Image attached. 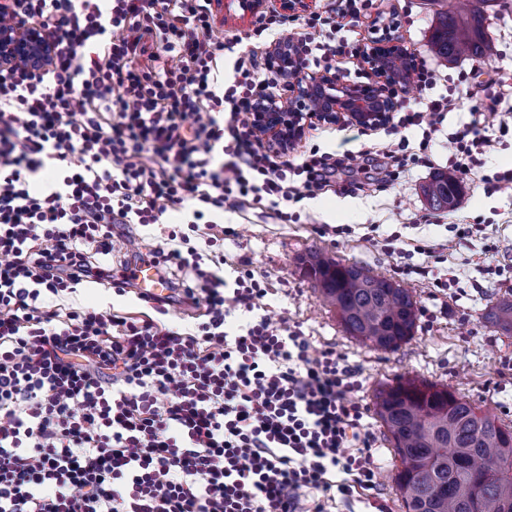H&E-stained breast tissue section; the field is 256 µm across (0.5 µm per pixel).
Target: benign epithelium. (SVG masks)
<instances>
[{
  "label": "benign epithelium",
  "mask_w": 512,
  "mask_h": 512,
  "mask_svg": "<svg viewBox=\"0 0 512 512\" xmlns=\"http://www.w3.org/2000/svg\"><path fill=\"white\" fill-rule=\"evenodd\" d=\"M406 55L395 39L388 37L364 58L371 82L339 84L327 73L299 75L295 43L273 45L268 64L289 81L288 98L278 104H258L256 125L265 141L280 152L296 147L311 122L333 123L344 118L367 128L384 125L395 108L392 87L404 77L393 69V59ZM54 64V42L37 24L0 25V70L21 69L42 74Z\"/></svg>",
  "instance_id": "1"
}]
</instances>
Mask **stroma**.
Here are the masks:
<instances>
[{
	"instance_id": "obj_1",
	"label": "stroma",
	"mask_w": 512,
	"mask_h": 512,
	"mask_svg": "<svg viewBox=\"0 0 512 512\" xmlns=\"http://www.w3.org/2000/svg\"><path fill=\"white\" fill-rule=\"evenodd\" d=\"M447 5L448 0H372L365 16L346 27L343 36L363 49L374 48L382 32L373 21L382 19L393 25L408 55L433 68L437 61L429 37L437 13ZM214 14L218 31L249 40L257 59L265 58L269 42L252 37L258 18L242 17L224 2L215 6ZM486 36L493 52L487 67L471 82L475 91L497 73L512 74V0H498ZM470 120L467 108L449 112L423 157L418 154L422 129L406 130L409 150L417 159L404 172H394L383 159L374 158L371 178L362 191L347 194L348 176L337 175L315 197L289 205L292 220H281L265 201L248 198L226 205L222 222L231 232L214 252L224 259L226 280L250 272L263 282L268 293L261 312L274 326L300 331L313 348L336 349L357 368V396L364 404H371L380 384L417 375L456 388L477 405L490 406L503 424L512 427V336L502 335L481 318L490 300L512 290V189L488 196L471 181H463L460 202L444 212L440 223L422 221L429 207L421 186L433 173L447 170L453 153L450 135ZM394 139L387 125L353 137L351 123L345 120L306 129L298 149L334 153L346 147L363 152ZM192 219V209L186 206L168 209L156 224L117 226L113 264L134 262L126 246L129 239H136L149 254L165 247L174 225L185 227ZM455 224H480L484 230L457 237L451 230ZM311 250L362 265L410 289L421 308L414 338L398 350L381 351L347 336L335 309L323 302L319 289L298 268L300 257ZM438 276L448 279V287L435 286ZM40 300L46 307L110 308L136 316L150 310L135 292L121 295L98 284L72 294L45 292ZM368 422L375 437L376 488L362 497L336 500L331 512H403L392 480L394 450L377 416L369 415Z\"/></svg>"
}]
</instances>
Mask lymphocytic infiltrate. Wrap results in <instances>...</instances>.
<instances>
[{
  "label": "lymphocytic infiltrate",
  "mask_w": 512,
  "mask_h": 512,
  "mask_svg": "<svg viewBox=\"0 0 512 512\" xmlns=\"http://www.w3.org/2000/svg\"><path fill=\"white\" fill-rule=\"evenodd\" d=\"M369 0L302 17L304 66L346 54L343 20ZM12 21L45 28L55 63L0 71V512H326L374 489L373 433L357 372L333 349L262 316L241 333L231 311L258 308L251 273L232 293L185 234L150 256L195 267L206 320L185 331L109 309L38 305L84 283L130 286L113 267L112 228L155 224L197 202L195 220L232 197L300 202L351 169L353 154L300 163L265 148L251 117L274 87L242 38L213 24L211 0H11ZM233 54V79L218 64ZM512 87L447 89L394 128L437 131L467 102L482 123L450 136V169L467 179L494 149L483 128L512 130Z\"/></svg>",
  "instance_id": "obj_1"
}]
</instances>
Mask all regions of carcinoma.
Instances as JSON below:
<instances>
[{
  "label": "carcinoma",
  "instance_id": "1",
  "mask_svg": "<svg viewBox=\"0 0 512 512\" xmlns=\"http://www.w3.org/2000/svg\"><path fill=\"white\" fill-rule=\"evenodd\" d=\"M441 10L430 36L442 66L461 58L483 59L486 6ZM434 209L458 204L459 180L437 173L422 185ZM304 275L336 308L344 331L364 345L394 351L409 341L421 313L412 293L390 278L372 274L321 251L302 260ZM481 318L512 334V293L492 300ZM375 414L399 461L393 481L406 512H512V428L487 407L417 375H403L374 391Z\"/></svg>",
  "mask_w": 512,
  "mask_h": 512
}]
</instances>
